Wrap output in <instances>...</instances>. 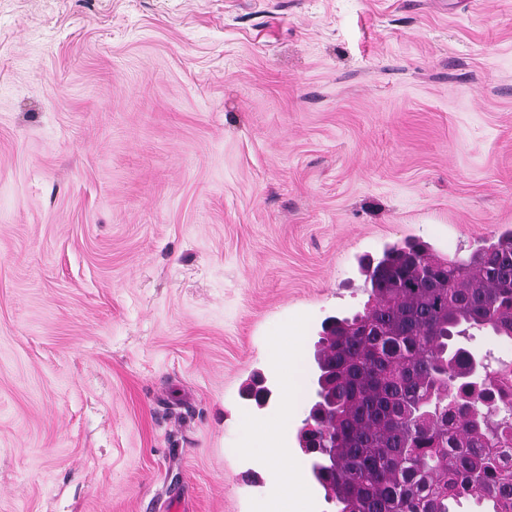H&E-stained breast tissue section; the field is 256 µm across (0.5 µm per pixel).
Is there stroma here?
I'll return each instance as SVG.
<instances>
[{
	"mask_svg": "<svg viewBox=\"0 0 512 512\" xmlns=\"http://www.w3.org/2000/svg\"><path fill=\"white\" fill-rule=\"evenodd\" d=\"M507 229L512 0H0V512H257L360 258Z\"/></svg>",
	"mask_w": 512,
	"mask_h": 512,
	"instance_id": "1",
	"label": "stroma"
}]
</instances>
